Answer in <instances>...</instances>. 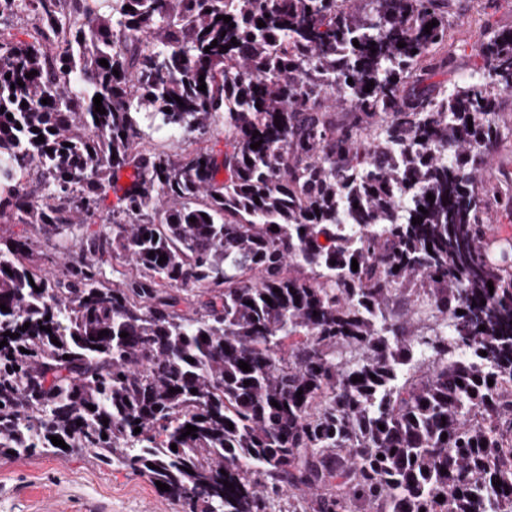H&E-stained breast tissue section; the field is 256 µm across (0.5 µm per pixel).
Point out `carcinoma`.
Returning a JSON list of instances; mask_svg holds the SVG:
<instances>
[{"label": "carcinoma", "instance_id": "obj_1", "mask_svg": "<svg viewBox=\"0 0 512 512\" xmlns=\"http://www.w3.org/2000/svg\"><path fill=\"white\" fill-rule=\"evenodd\" d=\"M447 39L448 0H0V221L112 225L59 273L0 248V457L87 450L201 512H512V244L473 177L512 30L450 91ZM220 119L222 150L146 148ZM481 207L487 223L492 225V237L502 243H505L506 240L512 242V216L510 217L506 211L500 209L491 197L484 198Z\"/></svg>", "mask_w": 512, "mask_h": 512}]
</instances>
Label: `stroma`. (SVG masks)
<instances>
[{
	"label": "stroma",
	"instance_id": "stroma-1",
	"mask_svg": "<svg viewBox=\"0 0 512 512\" xmlns=\"http://www.w3.org/2000/svg\"><path fill=\"white\" fill-rule=\"evenodd\" d=\"M512 29V0H450L448 53L452 62L436 80L454 86L460 80L487 78L481 44L489 32ZM480 180L512 192V138L491 148L479 167ZM93 224L54 228L39 224H1L0 238L31 242L34 263L56 270L66 250L96 232ZM0 512H189L179 500L160 497L147 477L120 463L105 464L86 453L37 454L0 459Z\"/></svg>",
	"mask_w": 512,
	"mask_h": 512
}]
</instances>
